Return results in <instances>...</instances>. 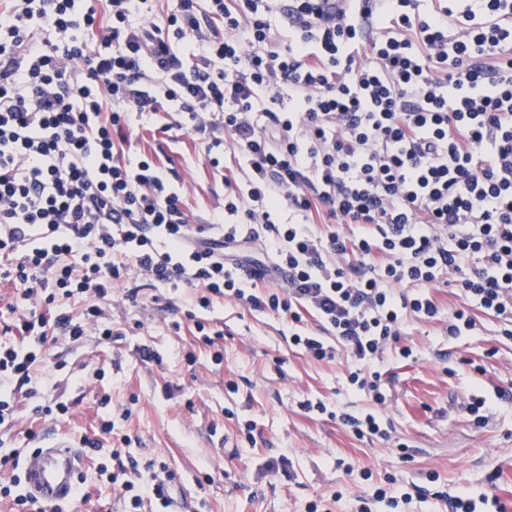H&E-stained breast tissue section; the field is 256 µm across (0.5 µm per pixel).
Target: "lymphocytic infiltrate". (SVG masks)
<instances>
[{"instance_id":"1","label":"lymphocytic infiltrate","mask_w":512,"mask_h":512,"mask_svg":"<svg viewBox=\"0 0 512 512\" xmlns=\"http://www.w3.org/2000/svg\"><path fill=\"white\" fill-rule=\"evenodd\" d=\"M6 0L0 9V426L13 424L33 376L90 323L112 338L103 302L138 270L199 287V308L230 301L300 322L310 359L344 350L350 392L371 408L341 414L358 437H386V383L373 364L407 319L440 315L429 290L458 288L449 337L477 306L512 336V0ZM288 20L280 38L277 15ZM176 113L220 165L248 178L224 197L219 236L192 227L183 189L153 158H125L129 115ZM359 226L346 234L342 225ZM263 239L261 292L241 242ZM112 421L82 437L98 481L129 512H171L176 474L113 449ZM118 460L109 469L105 456ZM0 501L49 512L24 490L22 456L0 453Z\"/></svg>"}]
</instances>
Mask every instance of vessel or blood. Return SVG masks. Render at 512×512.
Wrapping results in <instances>:
<instances>
[{
    "label": "vessel or blood",
    "instance_id": "b4317fda",
    "mask_svg": "<svg viewBox=\"0 0 512 512\" xmlns=\"http://www.w3.org/2000/svg\"><path fill=\"white\" fill-rule=\"evenodd\" d=\"M84 462L82 449L65 440H48L37 452L24 458L25 489L50 507L70 501Z\"/></svg>",
    "mask_w": 512,
    "mask_h": 512
}]
</instances>
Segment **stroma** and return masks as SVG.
Returning <instances> with one entry per match:
<instances>
[{
  "instance_id": "35a3bbf8",
  "label": "stroma",
  "mask_w": 512,
  "mask_h": 512,
  "mask_svg": "<svg viewBox=\"0 0 512 512\" xmlns=\"http://www.w3.org/2000/svg\"><path fill=\"white\" fill-rule=\"evenodd\" d=\"M168 120L163 112L132 114L125 153L171 163L184 187L185 212L192 222L205 221L222 212L226 181L243 173L230 157L216 173L200 135L182 131L170 139L160 130ZM196 293L190 285L157 289L135 273L113 286L111 341L90 334L78 343L58 342L53 353L75 376L31 382L33 404L60 397L73 402L72 416L35 424L25 410L12 429L0 430V440L24 445L23 432L31 427L38 438L75 442L93 435L100 418L112 419L115 433L130 437L132 455L166 461L175 471L172 491L183 512H308L320 496L329 499L331 512H355L362 498L371 500L372 512H391L373 499L385 477L412 492L427 486L431 471L442 484L497 497L512 512V399L495 397L496 389H512V337L500 335L499 322L474 307L473 331L448 338V313L463 304L457 289H432L438 320H407L400 344L411 348L410 358L392 346L381 356L389 394L383 414L391 425L386 440L357 438L338 418L370 406L346 390L345 354L315 362L290 345L284 316L227 301L202 310ZM196 317L221 331L214 347L196 345ZM143 347L153 359L141 358ZM217 351L224 356L219 364L212 359ZM98 366L103 380H82ZM103 394L111 402L101 409L94 399ZM472 394L492 404L487 425L462 409ZM307 397L322 399L328 413L303 411L299 402ZM249 420L256 425L251 434L244 428ZM402 443L411 459L401 458ZM284 456L291 463L288 478L266 467Z\"/></svg>"
}]
</instances>
